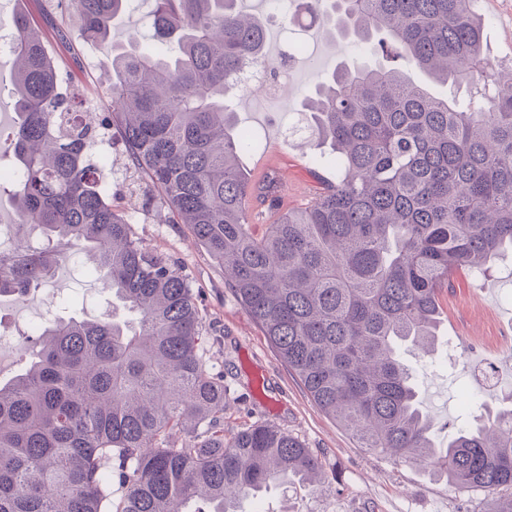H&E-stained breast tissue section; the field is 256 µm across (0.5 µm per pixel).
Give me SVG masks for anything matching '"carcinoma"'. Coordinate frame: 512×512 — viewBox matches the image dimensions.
<instances>
[{
	"instance_id": "1",
	"label": "carcinoma",
	"mask_w": 512,
	"mask_h": 512,
	"mask_svg": "<svg viewBox=\"0 0 512 512\" xmlns=\"http://www.w3.org/2000/svg\"><path fill=\"white\" fill-rule=\"evenodd\" d=\"M76 33L18 13L11 180L32 244L5 242L0 294L25 295L75 251L134 315L54 319L28 367L0 383V512H238L320 457L262 423L224 434V377L208 371L188 279L149 248L106 194L89 152L117 134L139 188L185 224L224 269L288 372L360 444L404 462L425 457L466 491H512V410L437 448L400 348L434 340L439 295L460 271L512 250V72L466 103L447 84L482 68L480 0H305L336 38L404 66L342 63L303 108L310 136L336 154V181L281 210L275 170L240 166L249 135L225 103L246 67L273 70L265 22L240 0H153L152 40L111 47L128 0H64ZM54 37L76 53L112 50L106 115L60 81ZM274 220L258 230L251 212Z\"/></svg>"
}]
</instances>
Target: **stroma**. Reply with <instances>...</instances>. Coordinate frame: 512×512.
<instances>
[{
  "label": "stroma",
  "instance_id": "35a3bbf8",
  "mask_svg": "<svg viewBox=\"0 0 512 512\" xmlns=\"http://www.w3.org/2000/svg\"><path fill=\"white\" fill-rule=\"evenodd\" d=\"M244 12L266 18V50L279 60L288 42L301 40L306 51L291 63L295 82L277 87L279 100L254 108L249 96L230 91L227 100L237 112L240 128L252 131L258 145L240 156L253 177H261L267 160H274L285 184L287 203L304 205L313 186L336 176V157L329 146L313 145L309 135L295 136L305 126L301 97L316 74L332 72L346 56L361 54L357 44H340L309 18L286 26L269 14L267 0H241ZM484 17L485 67L455 86L428 83L439 97L466 98L471 87L512 67V0H481ZM72 85L106 111L112 77L111 53L89 47L67 62ZM14 58L0 57V166L17 161L10 147L16 130L13 94ZM91 158L109 170V185L133 221V228L150 247L175 261L194 291L203 316L206 357L224 376L227 389L225 431L251 423H267L298 437L322 460L324 476L318 485L294 484L274 488L244 503L245 512H491L495 493L462 492L447 480H435L427 466L395 461L357 442L335 421L323 415L307 397L268 344L248 312L224 286V273L214 264L184 224L173 223L166 209L150 206L141 194H129L120 145L97 147ZM512 291V254L500 256L484 272L463 271L452 288L440 296L444 314L438 337L429 351L407 346L406 364L414 368L422 409L434 421V438L446 445L449 434L472 423L484 407L512 406V306L502 296ZM84 302L88 319L108 317L112 302L100 277L70 264L56 268L53 277L26 297H0V325L19 335L16 348L0 349V379L9 380L24 367V355L37 327L41 302L57 293ZM496 363L503 376L499 390L484 388L469 368Z\"/></svg>",
  "mask_w": 512,
  "mask_h": 512
}]
</instances>
